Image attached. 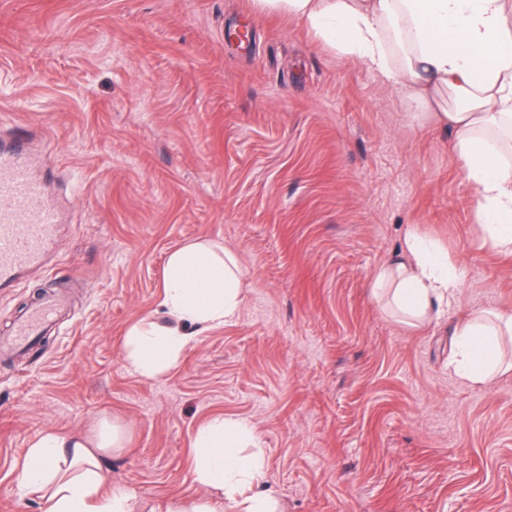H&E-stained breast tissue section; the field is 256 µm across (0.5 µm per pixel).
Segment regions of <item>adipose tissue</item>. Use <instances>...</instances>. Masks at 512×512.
I'll list each match as a JSON object with an SVG mask.
<instances>
[{
	"label": "adipose tissue",
	"mask_w": 512,
	"mask_h": 512,
	"mask_svg": "<svg viewBox=\"0 0 512 512\" xmlns=\"http://www.w3.org/2000/svg\"><path fill=\"white\" fill-rule=\"evenodd\" d=\"M261 9L286 12L315 37L353 56L393 83L449 130L452 151L479 206L476 229L490 249L512 255V164L507 148L491 139L512 129V0H256ZM401 49L393 65V49ZM242 274L235 255L195 242L173 251L167 262L161 305L169 322L138 324L127 333L131 368L153 377L190 347L195 328L232 320L240 304ZM372 288L405 320L424 322L457 304L460 278L454 266L415 234L400 258L382 266ZM512 333V315L461 317L448 358L452 377L471 385L496 369L497 338ZM253 431L244 421L215 416L199 429L196 480L220 491L191 512H224L225 498L242 512H270L269 495L253 491L263 473L261 456L246 454ZM117 437L99 431L83 437L49 435L34 442L19 475L25 487L44 490L47 512H132L120 491L102 494L99 457Z\"/></svg>",
	"instance_id": "1"
}]
</instances>
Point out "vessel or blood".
<instances>
[{
    "instance_id": "b4317fda",
    "label": "vessel or blood",
    "mask_w": 512,
    "mask_h": 512,
    "mask_svg": "<svg viewBox=\"0 0 512 512\" xmlns=\"http://www.w3.org/2000/svg\"><path fill=\"white\" fill-rule=\"evenodd\" d=\"M58 209L46 183L32 176L23 146L0 153V287L25 270L39 267L57 238ZM48 300L28 310L13 328L0 353L28 349L53 323Z\"/></svg>"
}]
</instances>
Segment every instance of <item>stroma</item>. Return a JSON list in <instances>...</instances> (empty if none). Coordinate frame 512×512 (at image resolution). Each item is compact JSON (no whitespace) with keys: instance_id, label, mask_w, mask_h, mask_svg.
Segmentation results:
<instances>
[{"instance_id":"obj_1","label":"stroma","mask_w":512,"mask_h":512,"mask_svg":"<svg viewBox=\"0 0 512 512\" xmlns=\"http://www.w3.org/2000/svg\"><path fill=\"white\" fill-rule=\"evenodd\" d=\"M419 110L253 0H0V140L33 131L60 219L45 265L0 293V335L68 296L0 362V512L45 510L18 481L35 441L100 430L120 438L104 489L136 512L210 497L195 439L217 415L253 428L277 512H512V373H448L454 321L512 313V255L475 235L451 135ZM411 230L461 279L425 325L371 288ZM198 241L236 256L238 314L143 377L126 333L164 323L168 256ZM56 305L54 301L48 300L29 309L14 325L11 338L1 343V353L7 355L28 349L52 326Z\"/></svg>"}]
</instances>
